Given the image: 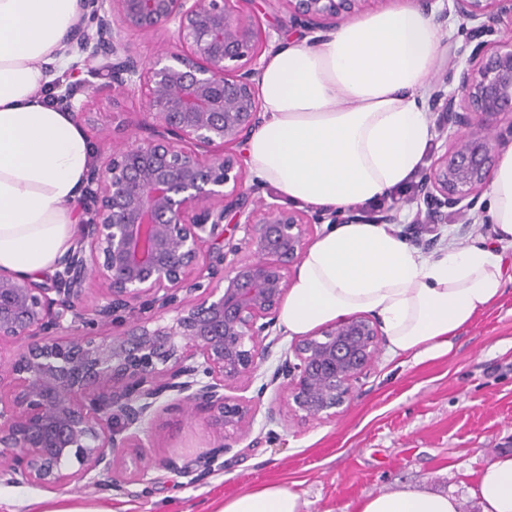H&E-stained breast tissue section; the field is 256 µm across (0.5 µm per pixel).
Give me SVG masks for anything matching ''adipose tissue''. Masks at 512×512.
<instances>
[{
    "instance_id": "1",
    "label": "adipose tissue",
    "mask_w": 512,
    "mask_h": 512,
    "mask_svg": "<svg viewBox=\"0 0 512 512\" xmlns=\"http://www.w3.org/2000/svg\"><path fill=\"white\" fill-rule=\"evenodd\" d=\"M78 0H0V269L53 273L76 240V201L93 147L71 111L49 104L45 63L66 58ZM443 34L419 9H386L312 45L264 59L265 120L247 140L248 167L289 200L346 209L414 179L433 139L425 92ZM496 242L421 252L388 224H331L308 247L280 314L292 336L373 314L390 357L432 359L503 294L512 248V148L485 192ZM471 494L479 512H512V452L496 453ZM284 485L212 504L211 512H304ZM356 512H460L448 493L399 487Z\"/></svg>"
}]
</instances>
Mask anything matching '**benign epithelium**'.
Wrapping results in <instances>:
<instances>
[{
    "label": "benign epithelium",
    "mask_w": 512,
    "mask_h": 512,
    "mask_svg": "<svg viewBox=\"0 0 512 512\" xmlns=\"http://www.w3.org/2000/svg\"><path fill=\"white\" fill-rule=\"evenodd\" d=\"M65 54L103 60L112 86L139 92L149 135L110 146L90 169L75 247L54 274L0 269V479L101 490L117 471L146 477L139 452L169 410L206 415L217 435L163 466L199 481L246 439L267 388L243 395L272 354L273 327L314 226L360 224L356 207L302 210L247 184L235 147L263 123L258 77L271 50L257 0H79ZM313 44L387 0H264ZM464 39L448 49L427 110L451 130L417 183L426 220L473 210L512 143V0H452ZM173 32L147 61L130 36ZM239 229L243 236L235 238ZM357 313L295 339L277 366L266 418L336 417L379 352Z\"/></svg>",
    "instance_id": "obj_1"
}]
</instances>
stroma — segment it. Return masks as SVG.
<instances>
[{"label": "stroma", "instance_id": "35a3bbf8", "mask_svg": "<svg viewBox=\"0 0 512 512\" xmlns=\"http://www.w3.org/2000/svg\"><path fill=\"white\" fill-rule=\"evenodd\" d=\"M89 116L79 125L95 154L112 142L146 135L149 117L139 95L112 91L106 80L74 87ZM414 198L395 212V230L431 253L455 242L494 244L493 225L452 216L425 232ZM503 295L452 340V349L422 362L378 353L369 376L336 418L304 425L257 415L246 441L225 454L224 467L204 480L164 469L162 460L205 451L213 435L203 415L168 412L144 437L152 469L144 479L118 475L108 492L72 483L48 490L0 480V512H31L35 501L72 512H206L264 485L285 484L307 501V512H355L368 495L400 484L426 485L456 496L460 512H477L471 490L493 454L512 451V249L504 259Z\"/></svg>", "mask_w": 512, "mask_h": 512}]
</instances>
